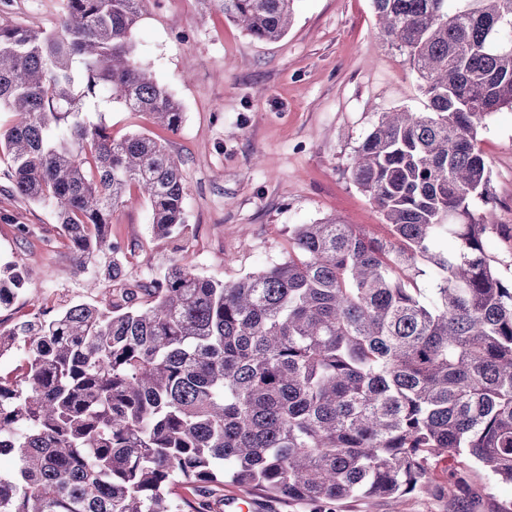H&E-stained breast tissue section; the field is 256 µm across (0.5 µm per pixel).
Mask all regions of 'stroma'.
I'll return each mask as SVG.
<instances>
[{
	"label": "stroma",
	"mask_w": 512,
	"mask_h": 512,
	"mask_svg": "<svg viewBox=\"0 0 512 512\" xmlns=\"http://www.w3.org/2000/svg\"><path fill=\"white\" fill-rule=\"evenodd\" d=\"M221 3L148 0L134 31L138 57L183 107L180 129L164 138L183 161L187 229L177 241L157 238L148 204L128 195L111 240L131 280H150L178 259L232 283L286 259L294 225L326 218L385 236L381 212L351 179L352 158L382 113L428 106L406 56L382 39L372 0H295L293 22L274 42L251 38ZM63 10L64 0H0V24L50 31ZM481 149L491 169L488 208L495 223L512 225V110L488 118ZM0 260L22 264L30 282L0 310L1 330L47 307L99 298L53 212L12 192L3 161ZM430 470V492H411L399 506L359 496L331 512H512V484L468 457L432 459ZM452 470L466 473V486L453 484ZM224 497L249 500L250 512H313L231 481Z\"/></svg>",
	"instance_id": "obj_1"
}]
</instances>
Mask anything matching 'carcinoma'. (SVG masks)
<instances>
[{"label":"carcinoma","mask_w":512,"mask_h":512,"mask_svg":"<svg viewBox=\"0 0 512 512\" xmlns=\"http://www.w3.org/2000/svg\"><path fill=\"white\" fill-rule=\"evenodd\" d=\"M57 29L0 24V156L50 208L79 266L122 280L110 239L127 191L181 237L180 160L146 133L112 135L118 104L175 133L178 99L135 52L147 0H64ZM294 0H222L255 40ZM428 111L385 112L357 147L356 186L389 230L298 224L288 259L224 284L173 263L121 301L43 310L0 330V512H211L228 475L316 506L399 501L429 460L465 455L512 483V281L485 250L512 227L475 209L491 171L486 120L512 108V0H372ZM451 239L455 247H438ZM426 263L435 287L415 284ZM28 287L0 262V309Z\"/></svg>","instance_id":"carcinoma-1"}]
</instances>
